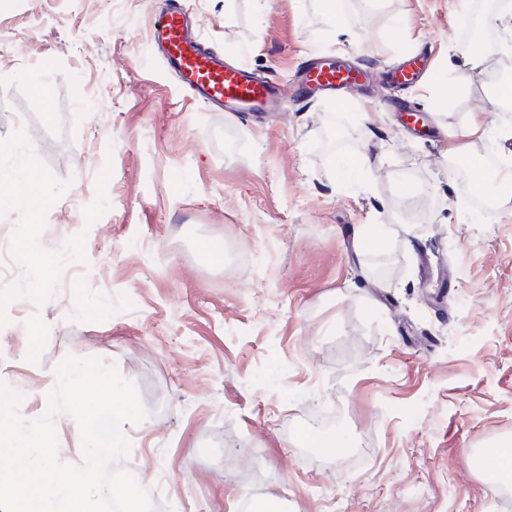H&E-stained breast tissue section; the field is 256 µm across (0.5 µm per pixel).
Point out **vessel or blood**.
Listing matches in <instances>:
<instances>
[{"label":"vessel or blood","mask_w":512,"mask_h":512,"mask_svg":"<svg viewBox=\"0 0 512 512\" xmlns=\"http://www.w3.org/2000/svg\"><path fill=\"white\" fill-rule=\"evenodd\" d=\"M152 39L192 100L232 116L276 111L278 82L258 79L242 63L226 65L223 53L205 46L190 26L180 0H169L168 7L156 14ZM362 77L356 68L317 61L304 68L300 89L340 97L359 85Z\"/></svg>","instance_id":"b4317fda"}]
</instances>
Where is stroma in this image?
Returning a JSON list of instances; mask_svg holds the SVG:
<instances>
[{
  "mask_svg": "<svg viewBox=\"0 0 512 512\" xmlns=\"http://www.w3.org/2000/svg\"><path fill=\"white\" fill-rule=\"evenodd\" d=\"M165 5L0 0V149L38 178L0 224L69 254L25 256L30 317L0 293V381L36 412L65 357L115 366L148 411L115 466L161 478L156 512H503L478 465L512 440V211L467 219L446 153L475 120L467 156L512 162L502 99L458 67L473 0H344L334 19L318 0H184L225 59L284 85L314 55L373 72L263 120L188 99L149 37ZM423 46L454 98L385 80ZM397 98L432 130H405ZM366 149L372 168L343 174ZM421 193L424 223H400ZM204 240L245 267L225 275ZM303 401L345 408L321 446L298 439Z\"/></svg>",
  "mask_w": 512,
  "mask_h": 512,
  "instance_id": "35a3bbf8",
  "label": "stroma"
}]
</instances>
